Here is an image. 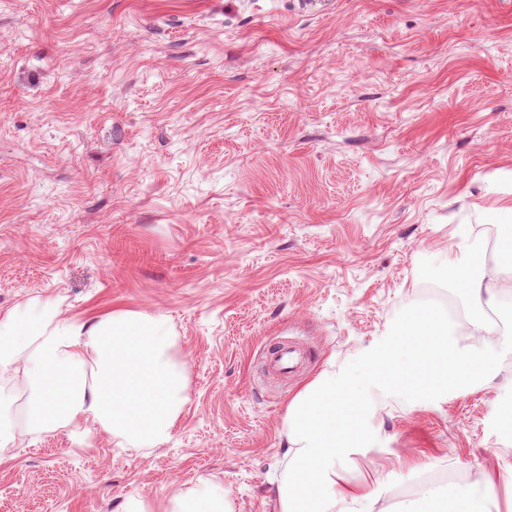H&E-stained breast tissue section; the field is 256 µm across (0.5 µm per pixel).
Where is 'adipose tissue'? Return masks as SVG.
Segmentation results:
<instances>
[{
  "mask_svg": "<svg viewBox=\"0 0 512 512\" xmlns=\"http://www.w3.org/2000/svg\"><path fill=\"white\" fill-rule=\"evenodd\" d=\"M472 307L456 330L447 316L414 310L390 350L370 369L395 390L437 393L493 377L500 334L490 316L512 297V236L493 260L476 254L448 263ZM475 337L462 348L455 334ZM169 320L160 314L115 310L89 321L62 316L58 304L31 300L0 317V459L15 446V429L56 431L90 420L131 448H156L171 437L190 399L188 369L172 354ZM23 376L25 399L15 405L4 384ZM366 402L352 373H327L289 404L285 437L293 470L280 487L281 512H378L373 496L344 483L337 464L366 434ZM484 479L441 492L422 488L404 512H486ZM164 512H233L220 484L169 498Z\"/></svg>",
  "mask_w": 512,
  "mask_h": 512,
  "instance_id": "1",
  "label": "adipose tissue"
}]
</instances>
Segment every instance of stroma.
<instances>
[{
  "label": "stroma",
  "instance_id": "1",
  "mask_svg": "<svg viewBox=\"0 0 512 512\" xmlns=\"http://www.w3.org/2000/svg\"><path fill=\"white\" fill-rule=\"evenodd\" d=\"M512 197V0H0V316L169 317L190 400L133 450L90 422L16 434L0 512H124L221 481L279 512L289 403L472 302ZM310 351L287 380L274 343ZM491 381L369 388L341 473L383 512L419 474L484 477L512 512V346Z\"/></svg>",
  "mask_w": 512,
  "mask_h": 512
}]
</instances>
